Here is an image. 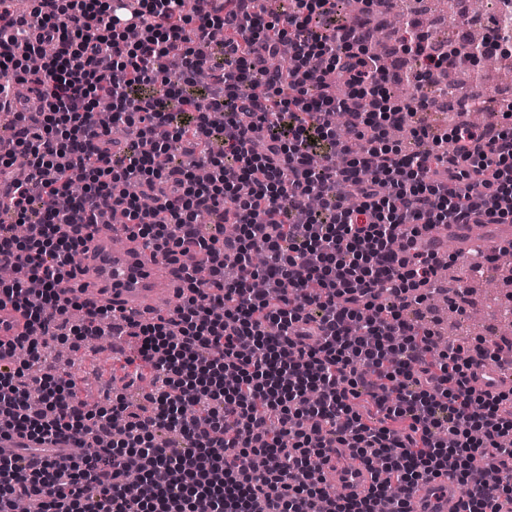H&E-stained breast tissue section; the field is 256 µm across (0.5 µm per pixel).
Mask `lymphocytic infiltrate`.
Listing matches in <instances>:
<instances>
[{"instance_id": "1", "label": "lymphocytic infiltrate", "mask_w": 512, "mask_h": 512, "mask_svg": "<svg viewBox=\"0 0 512 512\" xmlns=\"http://www.w3.org/2000/svg\"><path fill=\"white\" fill-rule=\"evenodd\" d=\"M113 2L36 0L21 17L0 0L12 44L0 52V103L11 106L18 80L41 103L16 112L14 150L0 155V267L16 273L0 282V307L28 321L15 347H0V431L79 450L68 465L1 454L0 512L22 498L35 512H379L385 499L407 512L404 491L441 476L466 490L461 512H502L512 484L486 474L512 472V446L499 444L512 437V393L474 386L475 357L491 356L483 343L438 346L406 313L441 264L424 233L512 223V133L460 123L443 151L444 138L413 123L432 105L421 90L433 75L511 49L512 33L440 43L409 19L401 46L426 66L397 99L391 63L343 0H289L271 21L257 0H135L130 24ZM285 43L293 61L281 72L268 61ZM202 69L210 82L197 95ZM102 97L134 136L86 123ZM408 123L411 145L391 141ZM113 209L179 266L187 294L167 316L120 327L138 342L131 372L155 392L94 410L70 374L26 377L15 349L44 358L73 309L79 338L118 328L64 287L83 228ZM17 224L36 244L14 236ZM117 416L127 433L115 441ZM340 450L375 466L366 496L309 482Z\"/></svg>"}]
</instances>
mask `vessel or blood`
<instances>
[{"label":"vessel or blood","mask_w":512,"mask_h":512,"mask_svg":"<svg viewBox=\"0 0 512 512\" xmlns=\"http://www.w3.org/2000/svg\"><path fill=\"white\" fill-rule=\"evenodd\" d=\"M126 225L116 224L108 236L97 235L88 244L82 263L66 279L73 296L112 305L123 314L142 318L159 298L173 290L170 264L159 252L127 237ZM26 331V320L12 308L0 309V344L10 345ZM476 387L501 389L508 382L494 368L477 362L472 366ZM0 446L15 449L23 457L47 455L60 463L70 462L74 452L64 444L41 443L19 436L0 434ZM413 512H458L460 496L445 482H428L407 493Z\"/></svg>","instance_id":"1"}]
</instances>
